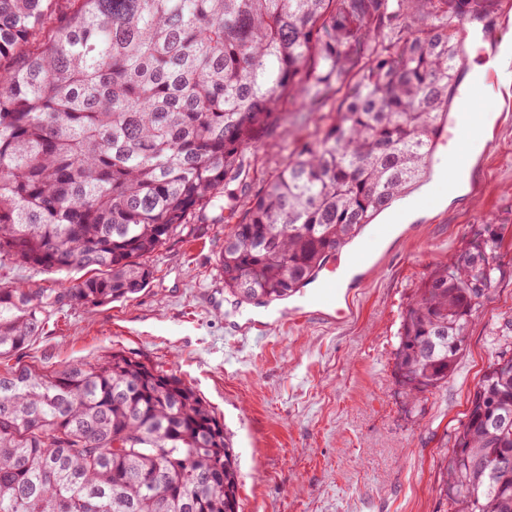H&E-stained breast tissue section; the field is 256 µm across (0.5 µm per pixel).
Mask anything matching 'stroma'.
Returning <instances> with one entry per match:
<instances>
[{
  "instance_id": "obj_1",
  "label": "stroma",
  "mask_w": 512,
  "mask_h": 512,
  "mask_svg": "<svg viewBox=\"0 0 512 512\" xmlns=\"http://www.w3.org/2000/svg\"><path fill=\"white\" fill-rule=\"evenodd\" d=\"M484 57L512 43V0L476 20ZM481 99L496 131L473 157L459 198L427 205L395 228L377 217L352 251L371 254L343 289L354 311L321 314L317 284L269 306L234 305L216 257L226 225H188L153 257L154 275L135 299L54 317L21 355L39 369L93 362L121 350L191 384L224 424L237 456L241 512H446L438 481L469 398L495 357L491 332L512 318V109ZM254 150L249 181L260 189L297 143L313 139L329 107L301 98ZM500 239L504 274L481 300L467 349L448 384L409 407L395 376L403 316L421 281L461 251L475 228Z\"/></svg>"
}]
</instances>
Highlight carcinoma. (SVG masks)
<instances>
[{
    "instance_id": "cac0c4a2",
    "label": "carcinoma",
    "mask_w": 512,
    "mask_h": 512,
    "mask_svg": "<svg viewBox=\"0 0 512 512\" xmlns=\"http://www.w3.org/2000/svg\"><path fill=\"white\" fill-rule=\"evenodd\" d=\"M498 0H0V270L84 272L63 288L0 283V360L66 309L126 301L152 257L237 184L217 267L242 304L310 284L326 257L427 171L462 66L457 22ZM250 193V150L284 100L324 105ZM501 270L484 228L408 304L395 371L414 401L448 383L477 296ZM457 431L450 512H512V318ZM503 427L490 435L485 421ZM455 496L448 498V484ZM224 424L188 383L133 354L0 371V512H239Z\"/></svg>"
}]
</instances>
